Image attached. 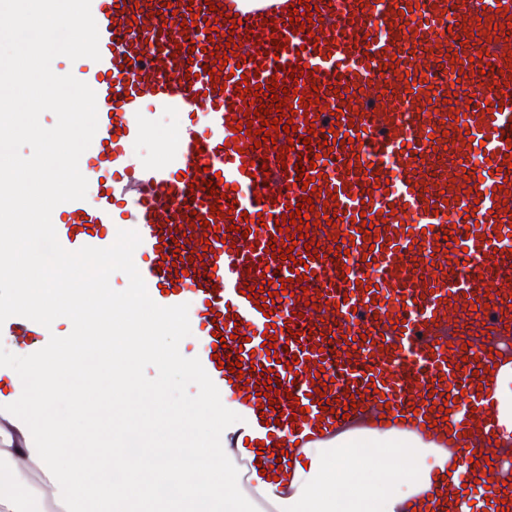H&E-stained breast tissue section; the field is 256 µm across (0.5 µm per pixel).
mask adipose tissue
I'll list each match as a JSON object with an SVG mask.
<instances>
[{
	"label": "adipose tissue",
	"instance_id": "ef3b65f1",
	"mask_svg": "<svg viewBox=\"0 0 512 512\" xmlns=\"http://www.w3.org/2000/svg\"><path fill=\"white\" fill-rule=\"evenodd\" d=\"M13 13L22 22L11 29V36L22 46L39 48L40 56L32 82L14 96L1 97L0 110L32 116L46 105L67 109L68 114L52 134L32 130L40 157L35 165L18 166L11 142L0 139V170H10L15 183L14 188L0 191V212L21 210L29 216L28 222L12 224V247L0 252V272L15 283L0 303L25 307L51 328L61 317L74 318L85 324L87 332L84 340L66 339L36 353L27 349L12 357L0 353V386L10 391L0 400L6 406L0 415L21 432L29 421L42 419L57 401L56 379L66 371H81V355L89 346L97 349L99 363L112 379V399L119 408L129 400L128 390L140 365L152 364L158 381L154 397L164 402L165 415L153 428L128 418L113 421L112 445L132 478L115 483L102 503L95 498L82 459L29 438L19 445L10 434L0 435V512H198L202 503L208 512H424L426 492L441 491L458 479V460L451 447L437 443L431 434L386 426L370 414L346 422L329 439L307 440L302 448L289 449V465L283 472L287 495H277L272 475L262 474L257 466L252 469V488L241 489V468L222 446L223 439L242 426L233 388H225L222 403L201 393L188 408L166 400L167 390L177 380L188 377L199 390L204 386L191 356L174 341L191 309L155 311L150 320H143L140 310L147 295L133 287L134 273L122 261L133 244L132 236L123 237L115 248L111 265L95 267L83 278L73 275L69 258L55 256L43 266L31 257L27 244L46 241L67 199L85 189L81 179L62 181L60 167L96 105L89 88L63 92L55 79L54 59L60 52L57 29L67 22L89 23L81 0H21ZM33 13L43 19L36 28L25 23ZM116 275L129 284L118 299L107 286ZM87 278L94 280V287H83ZM488 390L496 401L498 419L491 444L511 448L512 354L491 376ZM147 442L152 445L148 452L143 449ZM203 448L212 449L210 458L172 473L173 453L191 456ZM370 448L402 453L405 461L394 473L381 474L366 455ZM173 477L179 481V493L145 506L138 496L140 484Z\"/></svg>",
	"mask_w": 512,
	"mask_h": 512
}]
</instances>
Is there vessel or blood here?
Listing matches in <instances>:
<instances>
[{
    "instance_id": "1",
    "label": "vessel or blood",
    "mask_w": 512,
    "mask_h": 512,
    "mask_svg": "<svg viewBox=\"0 0 512 512\" xmlns=\"http://www.w3.org/2000/svg\"><path fill=\"white\" fill-rule=\"evenodd\" d=\"M298 2L246 0L219 17L205 0H83L92 25L80 39L81 64L60 79L93 89L97 125L64 176L96 181L97 195L69 198L52 229L53 252L92 260L132 231L124 264L155 310L192 304L193 361L208 395L218 401L235 387L249 445L268 468L305 428L335 426L355 405L387 407L394 422L418 430L444 407L450 428L491 435L495 403L479 385L495 361L489 343L470 346L461 335H482L472 316L479 302L496 313L493 339L512 331V38L496 30L512 21V0H457L455 21L478 28L480 40L436 49L430 37L447 0H309L315 12L304 32L288 21ZM193 21L217 28L192 43L185 26ZM379 28L385 39L376 38ZM483 54L496 70L489 92L466 65ZM218 55L226 71L209 75ZM438 64L460 80L425 83ZM295 67L304 74L294 80ZM274 81L289 91L279 125L350 137L305 169L317 190L313 210L328 215L308 230L312 253L276 226L302 200L294 167L308 148L283 135L258 146L235 128L255 110V85ZM313 87L318 103L302 105L300 91ZM155 110L182 113L180 135L157 162L133 163L129 147L149 133ZM448 129L458 132L456 144ZM476 148L488 164L472 194L458 180ZM214 179L224 217L210 211ZM411 212L422 228L404 226ZM451 213L470 232L445 249L439 237ZM349 238V254L337 256ZM276 247L291 258L273 257ZM250 287L258 298H247ZM0 336L36 350L51 333L25 308L0 307ZM273 343L284 353L268 354ZM235 361L247 379L227 370ZM268 372L282 383L270 399ZM462 396L472 405L463 414L453 409ZM459 455L467 468L479 456L489 464L453 485L459 505L476 494L495 504L512 488L511 458L475 447Z\"/></svg>"
}]
</instances>
